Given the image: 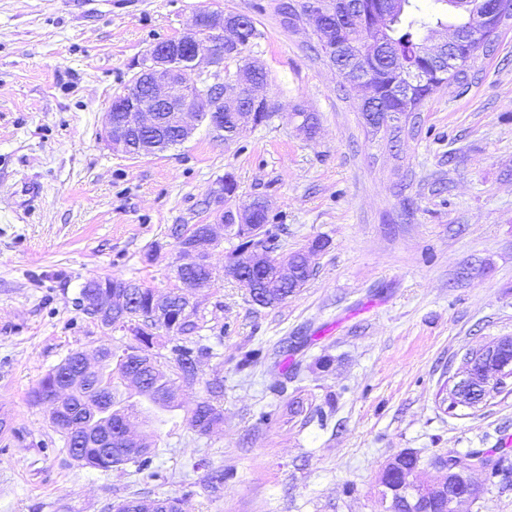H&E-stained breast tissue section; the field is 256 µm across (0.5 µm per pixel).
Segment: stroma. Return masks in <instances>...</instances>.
<instances>
[{
    "mask_svg": "<svg viewBox=\"0 0 512 512\" xmlns=\"http://www.w3.org/2000/svg\"><path fill=\"white\" fill-rule=\"evenodd\" d=\"M273 0H0V512H108L125 498L186 499L189 512H384L380 476L396 454L473 453L503 475L472 474L458 512H512V384L476 409L438 394L466 351L512 336V20L467 82L436 91L398 142L366 132L355 93L283 29ZM251 17L257 36L215 82L258 62L278 107L233 141L200 124L154 156L112 152L103 118L158 42L200 9ZM318 115L307 137L295 116ZM234 176L240 201L269 205L282 252L323 240L314 274L261 307L224 268L238 244L219 231L211 287L198 290L211 350L179 406L155 411L148 478L129 463L80 467L31 391L69 353L124 348L130 331L83 305L92 279L180 288L173 226L213 223L210 189ZM41 187L22 201L25 181ZM254 353L251 364L245 354ZM223 422L190 424L212 383ZM231 471L219 491L215 469Z\"/></svg>",
    "mask_w": 512,
    "mask_h": 512,
    "instance_id": "35a3bbf8",
    "label": "stroma"
}]
</instances>
